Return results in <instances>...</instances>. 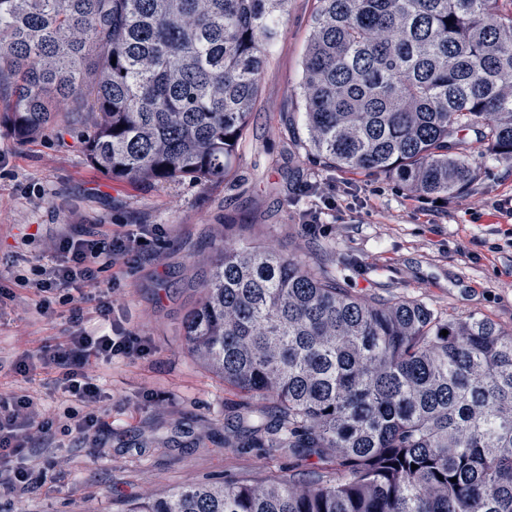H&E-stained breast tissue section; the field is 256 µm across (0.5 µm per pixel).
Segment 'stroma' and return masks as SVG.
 <instances>
[{
	"label": "stroma",
	"mask_w": 512,
	"mask_h": 512,
	"mask_svg": "<svg viewBox=\"0 0 512 512\" xmlns=\"http://www.w3.org/2000/svg\"><path fill=\"white\" fill-rule=\"evenodd\" d=\"M314 7L315 0H288L225 180L111 178L87 162L78 139L86 124L75 112L58 113L23 144L0 128V279L47 264L53 241L78 224L108 232L157 224L163 232L157 257L121 268L112 294L147 353L94 366L109 396L98 429L56 433L31 461L30 487L0 492V512H117L118 501L189 482L274 481L311 468L231 438L236 416L264 402L225 384L187 346L183 321L200 300L218 242L252 239L308 263L323 259L355 294L415 300L451 319L486 317L512 330V167L473 144L474 184L440 198L308 156L299 85ZM314 208L320 223H302ZM38 302L35 289L20 288L0 308V396L28 392L61 421L70 403L56 390V370L14 369L70 329L67 308L44 317Z\"/></svg>",
	"instance_id": "1"
}]
</instances>
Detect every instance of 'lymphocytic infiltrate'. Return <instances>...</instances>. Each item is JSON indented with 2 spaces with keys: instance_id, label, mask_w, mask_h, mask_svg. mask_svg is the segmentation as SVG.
Here are the masks:
<instances>
[{
  "instance_id": "obj_1",
  "label": "lymphocytic infiltrate",
  "mask_w": 512,
  "mask_h": 512,
  "mask_svg": "<svg viewBox=\"0 0 512 512\" xmlns=\"http://www.w3.org/2000/svg\"><path fill=\"white\" fill-rule=\"evenodd\" d=\"M158 242V227L141 224L137 229L108 233L97 225L81 227L55 244L54 262L37 268L34 277L16 276L20 287L35 286L41 296L38 311L49 316L55 305L70 308L73 326L63 342L39 356L24 355L15 364L20 372L30 371L33 362L55 369L63 397L74 399L79 408L69 411L68 422L57 426L54 417L40 412L28 393L0 397V489H25L32 481L28 466L34 448L48 442L56 428L64 432L87 435L95 431L99 413L107 399L95 383L91 366L115 356H144L147 346L120 323H113L110 333L101 334L84 325V305L88 292L100 287L103 273L125 264L129 257L153 259Z\"/></svg>"
}]
</instances>
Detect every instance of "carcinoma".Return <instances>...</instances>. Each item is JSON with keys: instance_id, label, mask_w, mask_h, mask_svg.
I'll use <instances>...</instances> for the list:
<instances>
[{"instance_id": "carcinoma-1", "label": "carcinoma", "mask_w": 512, "mask_h": 512, "mask_svg": "<svg viewBox=\"0 0 512 512\" xmlns=\"http://www.w3.org/2000/svg\"><path fill=\"white\" fill-rule=\"evenodd\" d=\"M287 2L0 0V88L13 97L0 127L36 138L69 100L90 127L86 159L112 178L222 180ZM503 2L316 0L300 82L308 152L437 196L475 182L470 130L512 166ZM202 288L190 350L266 400L239 418L240 438L323 465L191 483L125 512H512L511 331L353 294L255 242L222 246Z\"/></svg>"}]
</instances>
